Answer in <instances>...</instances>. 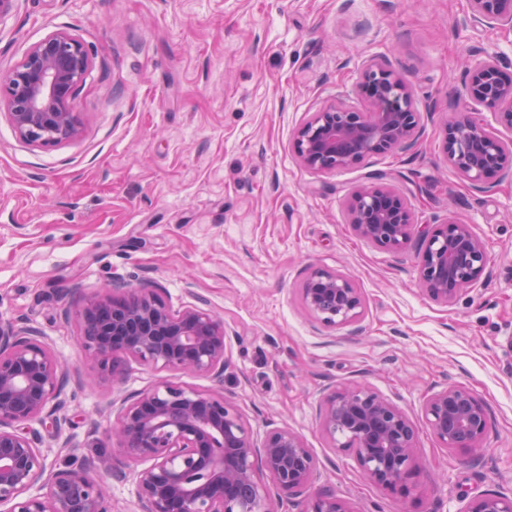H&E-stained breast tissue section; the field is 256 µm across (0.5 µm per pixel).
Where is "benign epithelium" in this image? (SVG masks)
Listing matches in <instances>:
<instances>
[{
  "label": "benign epithelium",
  "instance_id": "7a95c632",
  "mask_svg": "<svg viewBox=\"0 0 512 512\" xmlns=\"http://www.w3.org/2000/svg\"><path fill=\"white\" fill-rule=\"evenodd\" d=\"M465 23L512 33V0H469ZM91 60L84 44L56 31L29 48L0 82V106L8 110L23 140L54 146L79 133L75 100ZM357 89L369 98L367 112L335 101L296 128L295 153L315 171L359 165L378 155L413 150L421 135L412 86L390 66L366 61ZM465 96L478 112L512 130V72L487 56L469 68ZM448 164L472 189L495 188L512 177V139L470 113L449 116L442 127ZM363 186L349 204L350 227L359 238L385 250L418 240L423 291L448 305L485 283L492 258L470 225L454 217L419 224L406 197L381 182ZM305 307L328 326L362 316L353 280L314 269L302 288ZM64 319L78 323L77 340L96 369L94 379L116 382L129 363L207 377L217 389L163 380L116 409L110 439L119 454L145 463L136 477L138 512H278L283 504L302 512H353L329 489H317V461L304 439L275 427L256 442L237 404L224 396V319L195 295L178 309L155 286L144 283L117 296L104 288L84 298ZM66 374L42 333L0 319V512H112L92 461L47 471L40 444L44 429L60 434ZM425 423L444 447L474 457L483 451L488 408L473 390L449 385L430 394ZM321 428L338 447L351 449L370 482L396 498L414 491L418 469L417 425L377 391L350 385L327 394ZM269 481H264L261 475ZM466 512H512V494L473 498Z\"/></svg>",
  "mask_w": 512,
  "mask_h": 512
}]
</instances>
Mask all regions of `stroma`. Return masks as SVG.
<instances>
[{
    "label": "stroma",
    "mask_w": 512,
    "mask_h": 512,
    "mask_svg": "<svg viewBox=\"0 0 512 512\" xmlns=\"http://www.w3.org/2000/svg\"><path fill=\"white\" fill-rule=\"evenodd\" d=\"M468 0H16L0 19V76L61 30L91 67L75 100L76 139L21 140L0 110V317L39 329L66 370L68 426L45 436L48 466L113 461L112 402L151 389L132 364L120 385L91 386L63 307L105 285L150 282L177 308L203 296L224 319V393L256 440L302 436L318 486L353 512H465L512 493V178L473 192L446 162L442 120L469 109L461 79L478 46L512 63V35L462 27ZM405 73L423 133L408 153L318 172L293 135L311 113L357 90L369 59ZM381 173L418 223L453 215L493 258L485 284L445 306L419 284L417 240L388 251L356 237L352 195ZM316 268L350 276L359 323L330 327L301 301ZM372 387L420 429L415 494L388 495L353 452L320 429L324 395ZM449 385L488 405L481 463L443 448L424 401Z\"/></svg>",
    "instance_id": "1"
}]
</instances>
